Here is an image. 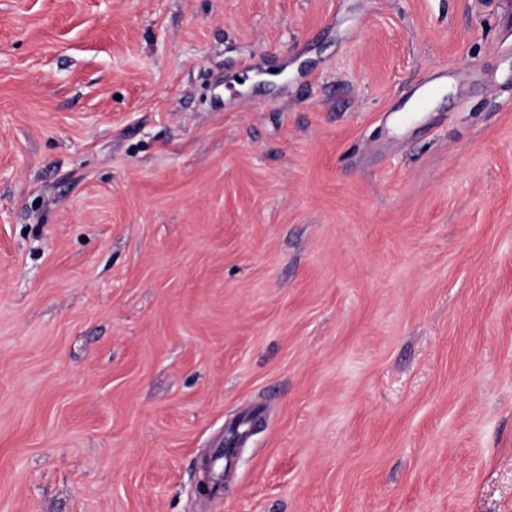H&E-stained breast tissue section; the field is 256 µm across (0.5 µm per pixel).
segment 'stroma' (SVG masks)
Masks as SVG:
<instances>
[{
  "instance_id": "stroma-1",
  "label": "stroma",
  "mask_w": 512,
  "mask_h": 512,
  "mask_svg": "<svg viewBox=\"0 0 512 512\" xmlns=\"http://www.w3.org/2000/svg\"><path fill=\"white\" fill-rule=\"evenodd\" d=\"M494 3L0 0V512H512Z\"/></svg>"
}]
</instances>
